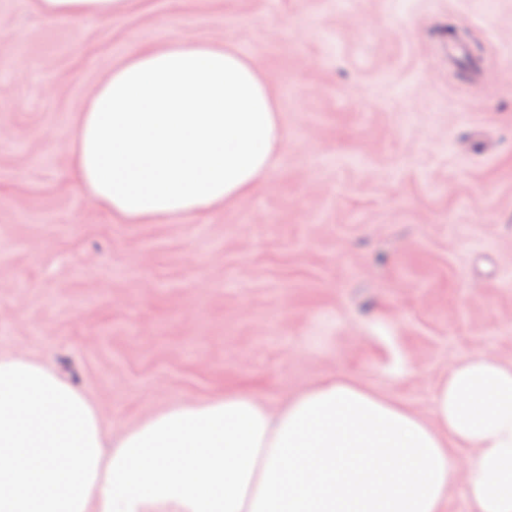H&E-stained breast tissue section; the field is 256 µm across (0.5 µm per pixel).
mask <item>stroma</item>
<instances>
[{
    "label": "stroma",
    "mask_w": 512,
    "mask_h": 512,
    "mask_svg": "<svg viewBox=\"0 0 512 512\" xmlns=\"http://www.w3.org/2000/svg\"><path fill=\"white\" fill-rule=\"evenodd\" d=\"M185 36L255 62L288 147L222 209L120 223L68 177L77 117L133 47ZM0 352L109 436L343 376L426 418L453 361H512V0H0ZM128 0H38L42 14L54 19L106 18L126 7Z\"/></svg>",
    "instance_id": "obj_1"
}]
</instances>
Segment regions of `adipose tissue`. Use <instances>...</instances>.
<instances>
[{"label": "adipose tissue", "instance_id": "ef3b65f1", "mask_svg": "<svg viewBox=\"0 0 512 512\" xmlns=\"http://www.w3.org/2000/svg\"><path fill=\"white\" fill-rule=\"evenodd\" d=\"M54 19L127 0H38ZM254 62L175 39L130 52L80 112L71 176L128 224L204 214L247 194L283 151ZM472 512H512V363L450 364L430 418L347 378L272 409L245 391L172 403L109 438L90 395L0 353V512H443L452 452Z\"/></svg>", "mask_w": 512, "mask_h": 512}]
</instances>
